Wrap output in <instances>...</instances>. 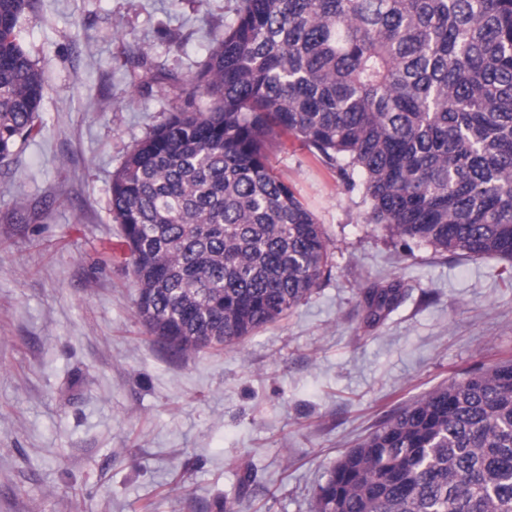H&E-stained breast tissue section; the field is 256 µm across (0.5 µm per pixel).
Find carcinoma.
<instances>
[{"mask_svg":"<svg viewBox=\"0 0 512 512\" xmlns=\"http://www.w3.org/2000/svg\"><path fill=\"white\" fill-rule=\"evenodd\" d=\"M34 2L0 0V159L39 132L44 79L20 36ZM168 90L112 175L111 212L136 316L172 355L238 344L318 288L328 240L273 173L284 136L336 163L403 243L512 264V0H241ZM404 297L398 280L363 293L367 320ZM250 481L217 512H238ZM314 512H512V359L386 419Z\"/></svg>","mask_w":512,"mask_h":512,"instance_id":"cac0c4a2","label":"carcinoma"}]
</instances>
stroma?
<instances>
[{
  "label": "stroma",
  "mask_w": 512,
  "mask_h": 512,
  "mask_svg": "<svg viewBox=\"0 0 512 512\" xmlns=\"http://www.w3.org/2000/svg\"><path fill=\"white\" fill-rule=\"evenodd\" d=\"M238 0H40L21 38L41 131L0 161V512H313L336 460L406 402L512 358L504 261L404 247L299 142L271 147L329 240V274L285 319L177 358L134 314L113 173L171 106ZM407 296L369 327L361 289Z\"/></svg>",
  "instance_id": "1"
}]
</instances>
